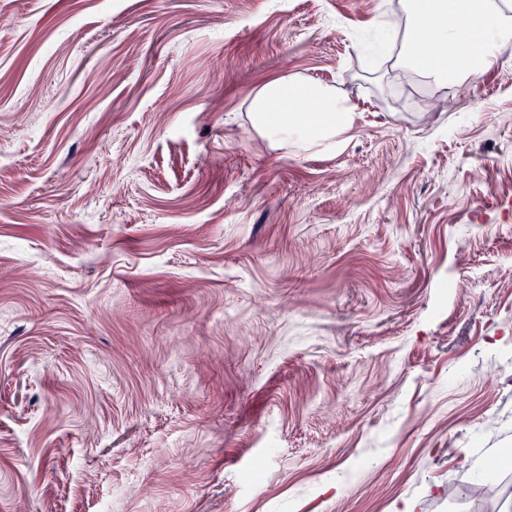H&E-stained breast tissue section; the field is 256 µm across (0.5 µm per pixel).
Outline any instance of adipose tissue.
<instances>
[{"mask_svg": "<svg viewBox=\"0 0 512 512\" xmlns=\"http://www.w3.org/2000/svg\"><path fill=\"white\" fill-rule=\"evenodd\" d=\"M407 24L396 66L427 70L438 85L455 89L492 68L497 49L512 41V0H405ZM432 22L446 60L434 64L415 49L421 23ZM358 112L334 86L282 78L265 84L252 102L255 131L279 147L341 149Z\"/></svg>", "mask_w": 512, "mask_h": 512, "instance_id": "1", "label": "adipose tissue"}]
</instances>
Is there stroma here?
<instances>
[{
    "mask_svg": "<svg viewBox=\"0 0 512 512\" xmlns=\"http://www.w3.org/2000/svg\"><path fill=\"white\" fill-rule=\"evenodd\" d=\"M402 2L0 0V512H512V42L365 65ZM312 106L298 112L302 101ZM359 112L336 87L304 79L282 78L265 84L252 102L255 131L278 147L299 151L341 149Z\"/></svg>",
    "mask_w": 512,
    "mask_h": 512,
    "instance_id": "1",
    "label": "stroma"
}]
</instances>
